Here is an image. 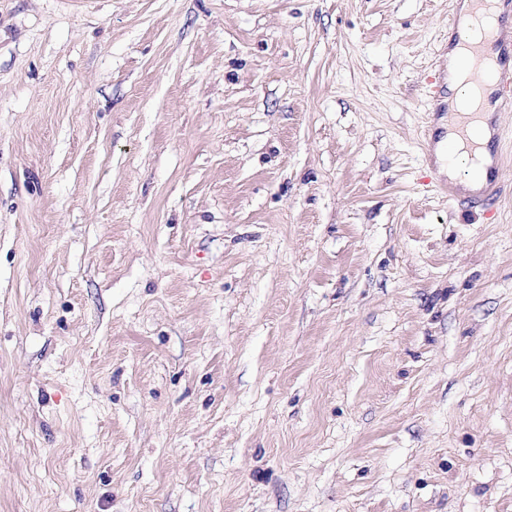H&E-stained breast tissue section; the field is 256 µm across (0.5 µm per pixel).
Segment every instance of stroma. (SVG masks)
<instances>
[{"label":"stroma","mask_w":512,"mask_h":512,"mask_svg":"<svg viewBox=\"0 0 512 512\" xmlns=\"http://www.w3.org/2000/svg\"><path fill=\"white\" fill-rule=\"evenodd\" d=\"M449 2L0 0V512H512ZM447 56L448 84L441 73H435L431 81L433 85L431 88L432 95L429 97L434 102L432 110L433 118L429 129L424 132L425 140L427 141L428 139L429 156L434 154L444 134L441 128L435 127L440 118L448 115V103L444 101V99L448 98V102H451L452 97H455L458 105H464L468 102L473 87L472 76L465 57L457 49L448 52ZM448 92L453 94V96H448ZM439 126L442 128L447 127L446 118L441 119ZM444 140L445 141L439 143V147L435 153L437 160L443 167L447 160L446 152L443 149V144H446V138H444ZM450 155L456 157V164L448 170V175L451 178H459V183L464 188L474 187L478 165L470 160L464 142L454 135L448 134V156Z\"/></svg>","instance_id":"stroma-1"}]
</instances>
